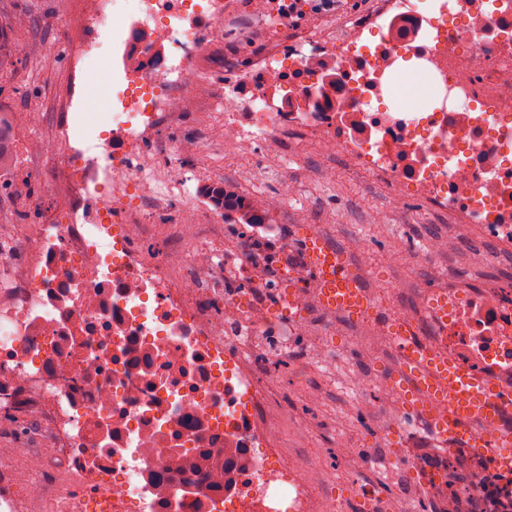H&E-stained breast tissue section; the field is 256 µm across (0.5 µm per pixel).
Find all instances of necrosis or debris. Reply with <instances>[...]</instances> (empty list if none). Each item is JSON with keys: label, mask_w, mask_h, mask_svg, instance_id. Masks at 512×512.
Segmentation results:
<instances>
[{"label": "necrosis or debris", "mask_w": 512, "mask_h": 512, "mask_svg": "<svg viewBox=\"0 0 512 512\" xmlns=\"http://www.w3.org/2000/svg\"><path fill=\"white\" fill-rule=\"evenodd\" d=\"M228 0H87L66 46L80 80L103 78L105 113L86 95L41 139L46 192L66 186L64 217L0 235V415L12 435L49 440L22 490L0 455V512H343L319 496L317 472L280 456L281 429L259 380L258 335L310 339L317 284L306 251L271 228L224 250V214L209 206L180 156L204 139H169L206 78L202 60L224 37ZM420 62L434 89L426 111L388 105L398 65ZM224 138L278 149L289 133L426 199L482 231L497 275L449 276L387 320L444 345L449 362L512 395V0H384L329 42L305 33L239 70L225 66ZM166 233H158V224ZM399 447L369 456L341 441L349 471L399 466L442 502L441 512H512V465L481 448L512 434V405L473 425V447L415 453L406 404ZM174 448L230 458L223 491L208 465L184 472L191 496L166 498Z\"/></svg>", "instance_id": "necrosis-or-debris-1"}]
</instances>
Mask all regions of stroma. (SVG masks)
I'll return each instance as SVG.
<instances>
[{
	"label": "stroma",
	"instance_id": "1",
	"mask_svg": "<svg viewBox=\"0 0 512 512\" xmlns=\"http://www.w3.org/2000/svg\"><path fill=\"white\" fill-rule=\"evenodd\" d=\"M83 4L84 0H0V29L15 37L12 56L0 67V110L14 117L15 158L14 164L0 170V232L17 224L40 223L43 206L59 212L70 202L61 189L44 205L36 201L26 205L22 199L39 196L47 176L42 160L33 153L36 141L31 128L41 119L45 122L42 134H51L56 114L72 91L65 39ZM381 8L382 0H341L339 6L318 15L306 11L297 29L327 38L351 18L372 16ZM47 51L58 53L56 66L37 67L36 59ZM206 66L210 71L206 85L188 102L184 116L171 129L172 136L182 141L202 134L207 137L206 149L182 160L184 172L202 182L220 184L225 175L263 163L272 179L257 187L243 186L242 191L264 211L276 236L298 242L306 230L317 229L329 243L349 252L371 292L395 289L400 302H410L419 289L443 287L451 272L480 271L472 248L479 235L471 227L459 225L454 215L445 212L431 214L423 199L389 195L382 180L361 174L341 156L325 155L314 137L303 133L289 136L283 154L245 151L225 143L224 118L215 109L224 96V73L217 61H207ZM285 179L295 185L294 200L285 210H269L268 199L280 194ZM431 235L453 238L456 249L441 254L430 265H416L412 250L424 245ZM355 239L364 242V249L351 250ZM336 349L342 357L334 368L322 367L312 356L306 359V375L301 378L290 360L280 357L263 379L278 397L275 413L282 423L283 459L319 471L324 492L340 496L346 512H358L352 488L359 479L377 487L400 512H436L425 492L405 496L400 473L367 469L355 477L337 469L340 434L355 439L359 448L368 452L391 447L401 437L394 429L385 439L377 434L392 417L385 404L377 401L370 411H359L346 390L353 373L367 370L378 391H387L394 375L392 351L369 324L344 318L336 328Z\"/></svg>",
	"mask_w": 512,
	"mask_h": 512
}]
</instances>
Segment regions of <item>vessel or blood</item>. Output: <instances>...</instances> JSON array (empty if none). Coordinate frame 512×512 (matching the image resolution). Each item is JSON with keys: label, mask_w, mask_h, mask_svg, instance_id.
<instances>
[{"label": "vessel or blood", "mask_w": 512, "mask_h": 512, "mask_svg": "<svg viewBox=\"0 0 512 512\" xmlns=\"http://www.w3.org/2000/svg\"><path fill=\"white\" fill-rule=\"evenodd\" d=\"M304 247L321 284L320 306L362 317L369 309V296L344 253L313 232L306 235ZM393 336L401 395L411 413L427 416L440 439L464 438L463 423H481L496 415L502 399L490 384L449 363L437 348L418 346L403 326H394Z\"/></svg>", "instance_id": "obj_1"}]
</instances>
